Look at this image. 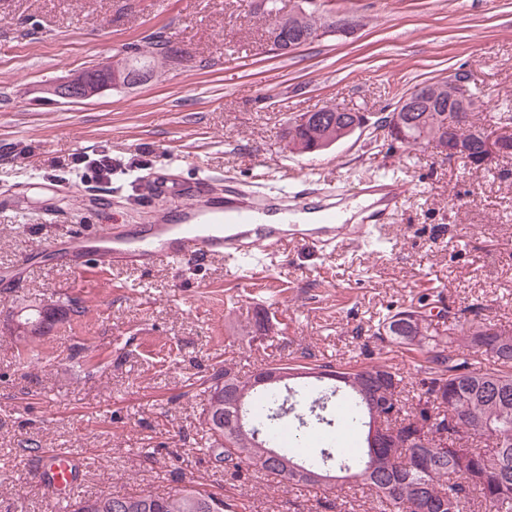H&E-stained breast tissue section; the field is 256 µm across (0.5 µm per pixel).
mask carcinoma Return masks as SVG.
<instances>
[{
    "label": "carcinoma",
    "instance_id": "cac0c4a2",
    "mask_svg": "<svg viewBox=\"0 0 512 512\" xmlns=\"http://www.w3.org/2000/svg\"><path fill=\"white\" fill-rule=\"evenodd\" d=\"M159 47L154 44L147 54L136 51L128 62L136 70L146 69ZM414 120L405 127L407 145L432 142L436 148L451 149L461 143L472 155H480L482 125L459 111L457 102L445 99L415 113ZM352 123L350 112H329L324 124L292 118L283 139L292 152H317L326 146L327 129L339 139ZM430 311L431 304L421 301L400 306L368 328L380 351L421 356L413 376L387 358L352 366L309 363L305 354L301 360L270 364L303 374L361 378L368 388L364 394L340 381L324 389L301 386L303 403L314 408L327 399L332 406H345L346 413L341 420L298 415L303 431L291 438L293 447L281 440L287 426L281 402L288 396V382L254 388L252 379L224 364L210 378L201 411L212 437L208 453L226 469L254 466L314 492L324 485L295 477L284 462L323 475L333 467L343 473L341 479L368 489L377 512H512V328L482 321L483 306L471 304L461 310L472 319L461 324L460 334L445 335L433 327ZM228 386L247 391L242 414L246 432L254 439L251 445L211 423L216 403L229 416L237 411L234 400H224ZM370 396L395 410L390 424L397 433L381 448L368 444ZM425 427L433 438H427ZM488 429L498 437L491 451L484 437ZM445 432L446 439L434 438ZM119 499L127 500L128 512H246V504L236 498L193 486L168 496L104 492L75 499L71 512H113L112 503Z\"/></svg>",
    "mask_w": 512,
    "mask_h": 512
}]
</instances>
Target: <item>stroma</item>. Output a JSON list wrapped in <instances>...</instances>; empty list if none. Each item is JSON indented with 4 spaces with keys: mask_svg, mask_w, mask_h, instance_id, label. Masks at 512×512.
Wrapping results in <instances>:
<instances>
[{
    "mask_svg": "<svg viewBox=\"0 0 512 512\" xmlns=\"http://www.w3.org/2000/svg\"><path fill=\"white\" fill-rule=\"evenodd\" d=\"M250 0H0V268L25 264L0 287V512H49L41 483L48 450L70 453L78 495H165L188 485L244 500L247 512H335L338 484L312 494L207 453V381L225 361L248 375L312 353L315 361L376 360L367 329L387 309L443 300L482 303L512 325V156L489 169L441 161L435 150L390 143L365 129L317 155L285 149L289 118L328 104L380 113L421 83L471 76L480 120L512 113V0H334L357 15L351 38L295 53L270 50L267 15ZM188 60L132 88L66 103L44 82L90 67L156 36ZM109 155L112 180L86 176ZM210 174L246 191L313 180L353 191L375 177L405 182L386 246L348 255L300 247L242 288L215 258L172 271L112 266L75 280L38 249L47 235L94 223L87 195L111 194L128 224L168 216L140 174ZM35 177L69 183L61 224H44L47 198L17 194ZM51 303L64 319L34 345L6 333L22 308Z\"/></svg>",
    "mask_w": 512,
    "mask_h": 512,
    "instance_id": "obj_1",
    "label": "stroma"
}]
</instances>
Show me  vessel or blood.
I'll return each mask as SVG.
<instances>
[{
	"mask_svg": "<svg viewBox=\"0 0 512 512\" xmlns=\"http://www.w3.org/2000/svg\"><path fill=\"white\" fill-rule=\"evenodd\" d=\"M143 180L153 199L168 202L167 220L134 228L113 223L105 214L101 227L53 236L46 241L45 251L79 278L112 263L178 268L220 257L228 262L229 275L245 288L262 257L282 255L291 246L335 252L367 241L390 221L407 194L401 181H370L361 191L379 195L380 209L365 212L358 223L347 224L341 214L343 195L320 188L312 194L283 192L272 198L233 187L217 197L212 193V177L203 174L180 196L154 174L144 175ZM309 210L318 213L315 223H293V214ZM75 473L76 461L70 454L46 453L44 475L54 491L53 512H65Z\"/></svg>",
	"mask_w": 512,
	"mask_h": 512,
	"instance_id": "obj_1",
	"label": "vessel or blood"
}]
</instances>
